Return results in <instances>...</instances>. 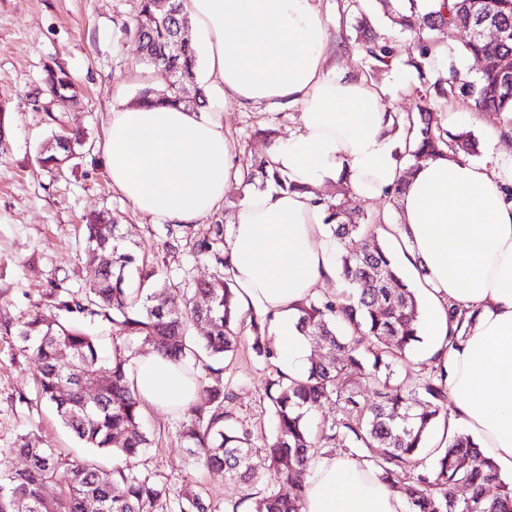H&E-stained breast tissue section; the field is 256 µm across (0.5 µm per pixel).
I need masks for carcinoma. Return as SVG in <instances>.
Here are the masks:
<instances>
[{"mask_svg":"<svg viewBox=\"0 0 512 512\" xmlns=\"http://www.w3.org/2000/svg\"><path fill=\"white\" fill-rule=\"evenodd\" d=\"M187 0H141L132 31L147 49L146 62L155 82L140 95L142 104H181L196 110L206 106L204 90L195 82L193 44L170 59L166 45L178 32L177 20L187 14ZM401 21L412 35L411 64L420 76L438 71V41L434 33L445 27L471 31L481 21L501 31L496 42L471 37L466 52L483 62L475 81H461L453 73L440 77L420 92L417 113H389L392 128L402 129V151L411 166L441 155L466 156L472 147L468 133H451L435 109L455 93L469 98L478 111L493 110L512 122V73L500 61L512 57V0H438L425 12L416 11ZM357 31L365 59L381 68L391 66L389 42L372 34L368 14L358 0ZM177 71L186 78L189 94L169 81ZM49 93L62 97L72 89L69 73L61 66L44 67ZM79 136L54 138L41 150L39 163H55L73 154ZM272 182L282 189L293 185L282 179L269 157L251 160L247 181ZM329 229L338 244L336 272L345 291L315 294L300 308L297 327L306 341L320 342L325 353L310 360L300 379L281 371L267 381L273 431L259 446L251 430L238 424L230 405L234 394L224 384L220 362L234 354L238 333L235 285L224 269L230 265L224 243V215L215 214L208 232L191 238L194 225H167L168 247L192 240V251L209 261L215 273L208 280L180 288L160 282V271L139 269L130 281L137 258L127 236L113 217L98 213L86 219L85 254L112 258L88 288L59 295L48 313H35L15 323L0 318V331L18 338L21 351L36 364L37 399L52 406L61 423L87 448L119 459L139 454L151 439L142 427V405L131 380L130 357L116 350L110 362L102 360V337L82 322L112 325L115 337L138 340L159 355L181 362L199 381L204 403L177 411L178 439L197 463L224 471L243 485L233 503L214 502L187 485L172 487L147 473H134L120 464L110 469L93 456L77 458L54 448L26 443L10 452L23 457L21 470L0 460V512H239L247 502L253 512H301L310 465L324 449L342 447L359 451L377 477L391 489L408 485L410 512H512V481L470 438L448 436L446 446L434 448L427 464L421 457L432 428L448 427V371L437 353L422 363L421 373L409 388L396 380V367L422 342L420 300L403 280L393 254L379 237L386 228L382 218L352 213L336 199L325 200ZM448 336L453 346L472 322L469 310L450 304ZM271 318L249 316L255 354L275 358L267 342ZM207 325L204 336L191 335V326ZM375 386L376 399L359 400L364 381ZM97 392L93 401L86 390ZM336 404V417L312 432L307 416L324 403ZM286 485L283 494L277 486ZM468 494L458 496V486Z\"/></svg>","mask_w":512,"mask_h":512,"instance_id":"carcinoma-1","label":"carcinoma"}]
</instances>
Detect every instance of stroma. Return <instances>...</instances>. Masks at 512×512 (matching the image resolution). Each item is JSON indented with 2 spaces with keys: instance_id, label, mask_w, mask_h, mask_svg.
I'll use <instances>...</instances> for the list:
<instances>
[{
  "instance_id": "35a3bbf8",
  "label": "stroma",
  "mask_w": 512,
  "mask_h": 512,
  "mask_svg": "<svg viewBox=\"0 0 512 512\" xmlns=\"http://www.w3.org/2000/svg\"><path fill=\"white\" fill-rule=\"evenodd\" d=\"M377 35L388 37L393 61L372 68L364 61L349 0H321L328 19L329 50L337 70L371 81L381 91L386 110L414 111L426 83L410 65L412 43L395 14L407 0L384 9L363 0ZM140 0H0V316L22 322L48 311L58 293L80 291L97 274L84 255L86 215L108 212L122 224L147 264L159 266L174 283L209 278L212 269L195 261L189 247L170 249L166 224L138 211L112 185L102 144L113 107L138 102L151 81L137 40L129 33ZM60 63L75 82L76 100L50 99L41 83L46 64ZM207 109L221 113L224 133L233 145L234 167L245 171L261 155L259 128L283 139L299 125L295 109L244 108L231 98L211 94ZM449 130L470 132L472 159L495 161L512 152L501 136L504 118L475 111L469 99L451 96L441 106ZM80 132L83 142L63 166L42 167L40 144L48 137ZM249 335H242L224 370L235 392L237 420L258 438L272 432L264 386L272 365L257 357ZM34 364L16 337L0 333V448L33 442L78 451L55 411L35 402ZM153 439L144 455L128 458L129 469L149 470L157 479L189 483L204 497L231 502L241 486L223 472L194 464L181 447L175 417L160 408L144 411Z\"/></svg>"
}]
</instances>
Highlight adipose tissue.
<instances>
[{"label": "adipose tissue", "mask_w": 512, "mask_h": 512, "mask_svg": "<svg viewBox=\"0 0 512 512\" xmlns=\"http://www.w3.org/2000/svg\"><path fill=\"white\" fill-rule=\"evenodd\" d=\"M321 0H188L213 88L241 105L295 108L300 124L270 149L296 188L246 193L227 226L228 276L241 312L272 316L282 371L308 367L296 330L298 306L336 276V247L318 201L345 181L363 198L399 179L400 240L421 275L430 332L448 333L445 306L477 316L447 351L449 425L512 472V160L488 167L440 157L403 176L374 83L337 72ZM103 154L117 188L140 213L195 224L218 211L236 173L217 112L142 105L113 109ZM133 381L143 406L196 402L200 389L181 366L141 355ZM301 512H409V503L352 456L321 458L308 473Z\"/></svg>", "instance_id": "adipose-tissue-1"}]
</instances>
